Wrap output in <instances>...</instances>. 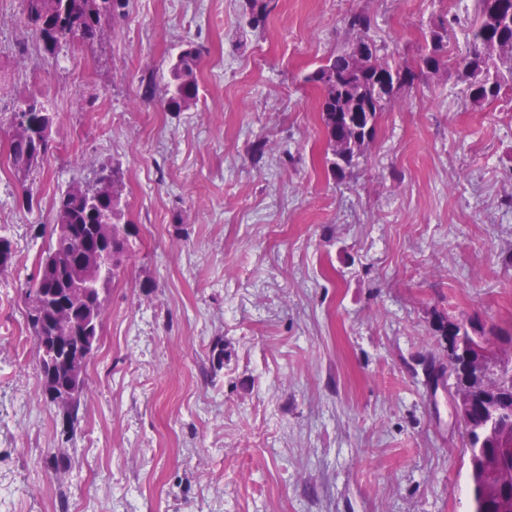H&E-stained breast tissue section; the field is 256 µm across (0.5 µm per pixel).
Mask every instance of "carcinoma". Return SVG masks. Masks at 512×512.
Instances as JSON below:
<instances>
[{"instance_id":"cac0c4a2","label":"carcinoma","mask_w":512,"mask_h":512,"mask_svg":"<svg viewBox=\"0 0 512 512\" xmlns=\"http://www.w3.org/2000/svg\"><path fill=\"white\" fill-rule=\"evenodd\" d=\"M489 15L479 14L467 32L468 51L461 57L448 52L446 29L433 27L424 35V46L415 65L391 66L377 55L369 41L370 16L357 11L347 15L344 26L349 42L306 76L320 90L319 111L332 153L331 169L340 177L353 169L373 140L381 112L411 88L418 78H430L445 68H454L467 83L476 104L498 99L512 89V0H495ZM127 0H23L24 20L39 36L45 53L55 54L64 45L78 43L91 48L99 40L103 24L124 14ZM201 56L191 46L183 49L169 66V97L164 107L182 112L199 99L198 70ZM44 94L29 92L11 113L7 161L14 173L26 174L41 167L46 153L39 152L40 139L52 129L55 116L45 106ZM125 173L118 164H101L92 177L72 181L60 190L52 207L51 223L45 225L47 243L38 257L33 276L22 288L25 296L70 291L78 271L69 258L79 245L59 234L58 225L82 227L85 244L112 250V269L100 274V288L92 299L76 306L60 353L79 349L87 335L102 334L104 292L131 256L132 230L125 219L123 200ZM15 262L11 239L0 235V272ZM436 335L444 340L443 356L452 380V396L468 400L483 395L486 400L471 414L469 433V480L473 498L485 512H512V379L499 375L512 366V343H496L497 336H512L509 327L494 325L470 328L464 323L441 320ZM483 360L486 371L478 376L471 360ZM86 378L75 376L70 423L78 420Z\"/></svg>"}]
</instances>
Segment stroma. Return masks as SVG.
Listing matches in <instances>:
<instances>
[{
  "mask_svg": "<svg viewBox=\"0 0 512 512\" xmlns=\"http://www.w3.org/2000/svg\"><path fill=\"white\" fill-rule=\"evenodd\" d=\"M129 0L93 49L44 54L0 0V145L29 89L55 112L41 167L0 157V512H469L438 320L512 321V100L454 69L381 113L346 177L305 76L362 10L389 62L475 0ZM195 47L199 101L169 112ZM125 172L131 258L109 284L74 439L40 388L21 283L68 183ZM31 186L33 209L19 204Z\"/></svg>",
  "mask_w": 512,
  "mask_h": 512,
  "instance_id": "35a3bbf8",
  "label": "stroma"
}]
</instances>
